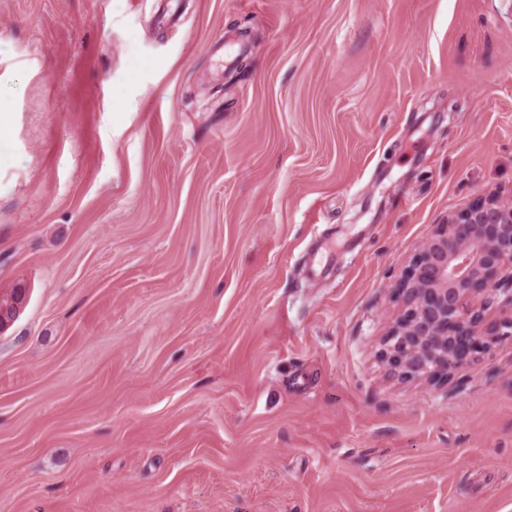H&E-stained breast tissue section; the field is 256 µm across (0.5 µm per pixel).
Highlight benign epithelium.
Instances as JSON below:
<instances>
[{
    "label": "benign epithelium",
    "mask_w": 512,
    "mask_h": 512,
    "mask_svg": "<svg viewBox=\"0 0 512 512\" xmlns=\"http://www.w3.org/2000/svg\"><path fill=\"white\" fill-rule=\"evenodd\" d=\"M403 310L380 358L404 379L448 383L512 338V318L487 322L493 293L512 306V200L494 193L448 217L420 244L392 285Z\"/></svg>",
    "instance_id": "benign-epithelium-1"
}]
</instances>
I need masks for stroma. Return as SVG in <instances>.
I'll list each match as a JSON object with an SVG mask.
<instances>
[{"label":"stroma","mask_w":512,"mask_h":512,"mask_svg":"<svg viewBox=\"0 0 512 512\" xmlns=\"http://www.w3.org/2000/svg\"><path fill=\"white\" fill-rule=\"evenodd\" d=\"M162 10L0 0V512H512V340L379 359L512 196V0Z\"/></svg>","instance_id":"obj_1"}]
</instances>
